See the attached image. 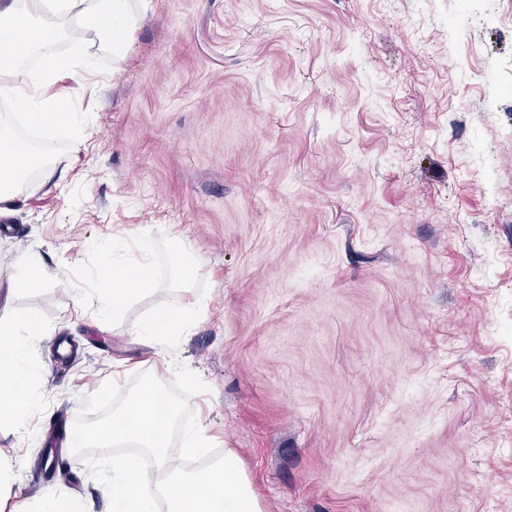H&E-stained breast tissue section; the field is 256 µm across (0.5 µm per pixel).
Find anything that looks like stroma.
Here are the masks:
<instances>
[{
  "label": "stroma",
  "instance_id": "35a3bbf8",
  "mask_svg": "<svg viewBox=\"0 0 512 512\" xmlns=\"http://www.w3.org/2000/svg\"><path fill=\"white\" fill-rule=\"evenodd\" d=\"M133 2L124 54L56 47L44 94L82 120L0 217V315L42 326L41 406L0 425L11 505L109 512L56 424L180 362L265 512H512V0ZM115 238L150 242L156 285L114 322ZM29 253L47 277L16 286ZM198 305L189 335L136 334ZM86 500L80 495H50L46 497L38 512H89Z\"/></svg>",
  "mask_w": 512,
  "mask_h": 512
}]
</instances>
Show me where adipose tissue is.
<instances>
[{"label": "adipose tissue", "instance_id": "adipose-tissue-1", "mask_svg": "<svg viewBox=\"0 0 512 512\" xmlns=\"http://www.w3.org/2000/svg\"><path fill=\"white\" fill-rule=\"evenodd\" d=\"M135 15L131 0H44L39 12L26 15L15 5L0 10V76L9 78V92L15 107L23 112L42 141L51 143L59 127L76 122L75 113L65 106L64 94L54 99L40 93L55 67V46L68 42L74 54H83L92 44H100L112 53L126 48ZM40 54L38 70L24 69L32 54ZM0 155L10 160L0 168V215L16 194L13 185L33 163L29 146L0 127ZM99 303L103 313L119 315L137 294L155 286L151 261L142 260L133 271H125L112 256H105L97 268ZM202 312L197 308L168 307L144 321L136 330L140 336H182L189 332ZM40 327L35 315L18 320L0 316V416L25 417L37 409L39 401L23 393L22 387L33 375L31 350L20 340V333L33 334Z\"/></svg>", "mask_w": 512, "mask_h": 512}]
</instances>
